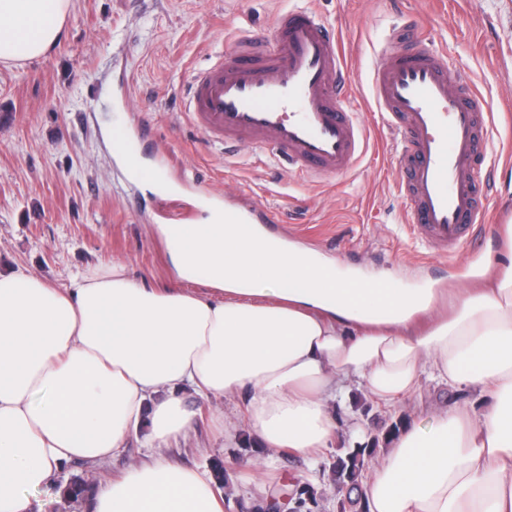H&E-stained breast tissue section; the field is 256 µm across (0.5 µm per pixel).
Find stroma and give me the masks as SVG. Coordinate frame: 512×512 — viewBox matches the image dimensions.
<instances>
[{
	"label": "stroma",
	"mask_w": 512,
	"mask_h": 512,
	"mask_svg": "<svg viewBox=\"0 0 512 512\" xmlns=\"http://www.w3.org/2000/svg\"><path fill=\"white\" fill-rule=\"evenodd\" d=\"M318 12L339 38L353 82L347 107L358 113L366 145L354 167L307 178L280 165L268 149L247 143L225 151L185 114L190 80L211 55L231 54L242 34L270 32L288 9ZM413 15L423 36L489 103V160L495 165L491 223L465 239L475 265L431 253L402 219L398 183L404 162L393 132L371 102L372 73L390 33ZM139 164L162 167L175 189L163 194L126 169L114 132ZM254 202L275 218L269 233L336 258L397 287L432 285L440 304L476 281L512 225V0H74L60 45L19 65L0 66V271L18 268L63 288L95 267L119 261L136 279L169 283L167 248L155 232L167 223L201 224L195 201ZM446 382L422 376L399 412L349 386L329 408L363 441L392 429L399 413L456 403ZM197 414L171 452L187 467L222 461L234 496L251 502L310 484L325 493V512H340L344 492L329 465L351 452L348 435L314 459L261 450L235 401L186 394ZM224 428L216 430L215 415ZM146 454L137 441L112 459L78 462L41 493L43 512H85L67 494L119 476Z\"/></svg>",
	"instance_id": "obj_1"
}]
</instances>
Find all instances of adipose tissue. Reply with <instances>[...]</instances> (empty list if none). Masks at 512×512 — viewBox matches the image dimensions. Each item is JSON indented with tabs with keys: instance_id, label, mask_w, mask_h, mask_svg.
<instances>
[{
	"instance_id": "ef3b65f1",
	"label": "adipose tissue",
	"mask_w": 512,
	"mask_h": 512,
	"mask_svg": "<svg viewBox=\"0 0 512 512\" xmlns=\"http://www.w3.org/2000/svg\"><path fill=\"white\" fill-rule=\"evenodd\" d=\"M73 0H0V63L42 56ZM160 224L182 285L121 262L65 288L0 275V512H42L63 468L141 436L147 455L93 485L90 512H224L212 471L174 462L196 414L179 393L241 400L260 445L318 456L339 425L328 398L362 386L392 405L422 373L482 404L405 423L364 483L367 512H512V233L484 285L395 288L255 224ZM204 289H194V282Z\"/></svg>"
}]
</instances>
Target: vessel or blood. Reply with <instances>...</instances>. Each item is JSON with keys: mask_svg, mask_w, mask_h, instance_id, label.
<instances>
[{"mask_svg": "<svg viewBox=\"0 0 512 512\" xmlns=\"http://www.w3.org/2000/svg\"><path fill=\"white\" fill-rule=\"evenodd\" d=\"M393 39L403 48L375 68L372 90L406 165L404 221L433 251L452 254L485 221L487 102L412 26L395 28ZM346 95L334 31L316 11L294 8L279 15L271 38H240L232 57L199 69L186 109L208 138L260 145L300 175L333 177L354 165L365 136ZM273 220L259 205L224 207L228 224Z\"/></svg>", "mask_w": 512, "mask_h": 512, "instance_id": "vessel-or-blood-1", "label": "vessel or blood"}]
</instances>
